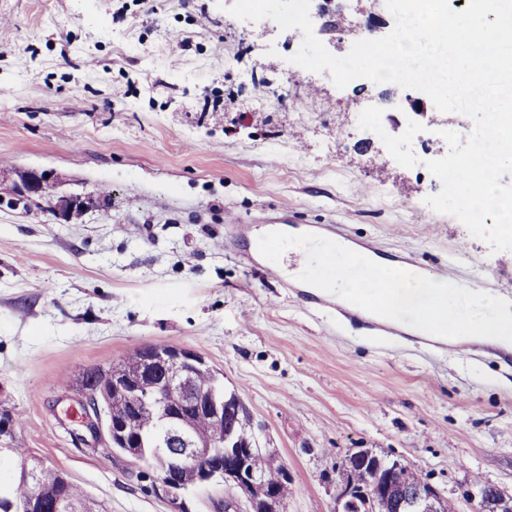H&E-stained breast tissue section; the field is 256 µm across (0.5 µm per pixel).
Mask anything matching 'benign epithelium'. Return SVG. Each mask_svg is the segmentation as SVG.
Listing matches in <instances>:
<instances>
[{"mask_svg": "<svg viewBox=\"0 0 512 512\" xmlns=\"http://www.w3.org/2000/svg\"><path fill=\"white\" fill-rule=\"evenodd\" d=\"M57 175L50 170L29 169L20 176L14 187L20 198L48 195L50 209L62 224L79 220L93 207L95 202H104L106 197L68 194L56 191ZM141 366L135 375L112 373L109 376V392L122 397L125 403L124 415L119 421L105 422L101 417L100 399L93 379L86 378L81 383L85 395V406L93 412L87 428L95 439L110 448L112 443L122 445L124 454L135 460L147 456L142 440L135 435L136 424L144 413L152 408L165 430V441L176 449L168 455L163 470L156 478L157 489L164 496L171 512H190L187 504V489L176 480V475L184 470L195 472L199 484L222 482L236 490L239 499L247 505V512H267L271 503L277 501L274 487L260 481L253 468L248 466L254 455L253 444L224 446L217 449L214 443H200L187 428L185 411L196 410L213 418L217 424L224 423L225 414H244L239 398L228 397L217 401L200 391L195 384L196 371L206 365L205 359L193 350L173 345H146L141 347ZM158 377L151 401L142 395L143 379ZM401 464L375 480L359 485L342 468L336 480V512H352L365 509L374 512L379 503L396 487ZM61 477L55 487L48 492L58 512H71L73 507L63 497ZM494 497L479 491V512H496L506 496L499 488L493 489Z\"/></svg>", "mask_w": 512, "mask_h": 512, "instance_id": "1", "label": "benign epithelium"}]
</instances>
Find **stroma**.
Listing matches in <instances>:
<instances>
[{
  "label": "stroma",
  "instance_id": "1",
  "mask_svg": "<svg viewBox=\"0 0 512 512\" xmlns=\"http://www.w3.org/2000/svg\"><path fill=\"white\" fill-rule=\"evenodd\" d=\"M316 36L346 55L384 0H335ZM297 30L240 21L216 0H0V458L60 471L94 512H169L154 472L106 453L76 381L144 345L190 348L241 400L256 447L288 472L285 512H334L336 469L370 449L420 471L455 512L480 481L512 495V353L372 336L246 265L228 217L336 224L426 273L462 284L512 277L426 196L441 183L443 131L472 120L428 106L401 166L355 113L388 134L417 97L392 84L336 88L290 63ZM53 170L63 193L101 184L110 202L61 224L46 199L8 207L20 171ZM236 222V223H237Z\"/></svg>",
  "mask_w": 512,
  "mask_h": 512
}]
</instances>
